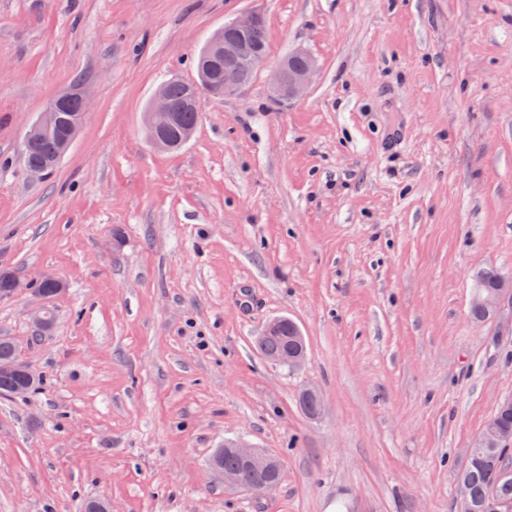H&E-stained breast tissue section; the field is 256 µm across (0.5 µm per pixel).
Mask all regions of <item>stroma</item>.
Listing matches in <instances>:
<instances>
[{"label": "stroma", "instance_id": "35a3bbf8", "mask_svg": "<svg viewBox=\"0 0 512 512\" xmlns=\"http://www.w3.org/2000/svg\"><path fill=\"white\" fill-rule=\"evenodd\" d=\"M254 10L266 64L153 147L157 88ZM298 49L316 75L283 104ZM78 83L82 128L34 179L26 128ZM489 268L512 276V0H0V270L23 284L0 336L43 378L0 398V512H457L512 397V324L470 316ZM46 275L65 289L42 303ZM281 317L294 369L255 347ZM239 439L276 488L211 468ZM303 58L305 66L297 71L287 72V64L296 59ZM316 72L314 60L303 51H296L288 61L280 62L273 70L271 92L275 99L292 101L303 97L309 88ZM225 448H217L210 458V464L215 470H222L223 468H237L240 471L241 480L247 485H251L257 481L256 475L242 467L236 456L230 449L234 450L235 454L239 457L241 462L251 469L270 473L272 476L260 483L251 485L248 491L254 493H265L273 489L277 482L275 474L280 468L278 460L272 457L269 453L249 446L242 441H234L224 444Z\"/></svg>", "mask_w": 512, "mask_h": 512}]
</instances>
